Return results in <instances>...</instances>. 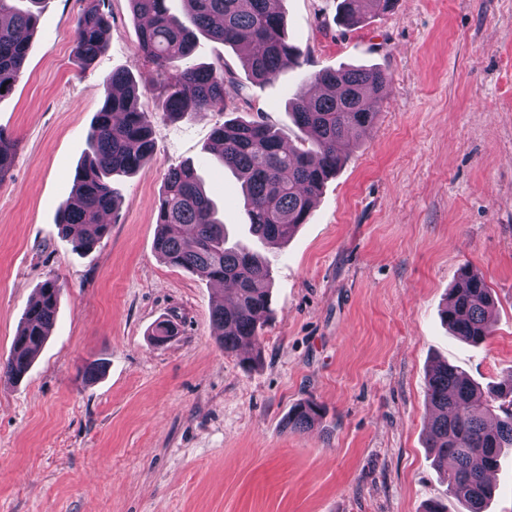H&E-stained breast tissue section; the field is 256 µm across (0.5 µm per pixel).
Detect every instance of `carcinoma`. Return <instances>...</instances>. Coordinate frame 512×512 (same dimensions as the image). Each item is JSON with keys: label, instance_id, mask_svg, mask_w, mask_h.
<instances>
[{"label": "carcinoma", "instance_id": "carcinoma-1", "mask_svg": "<svg viewBox=\"0 0 512 512\" xmlns=\"http://www.w3.org/2000/svg\"><path fill=\"white\" fill-rule=\"evenodd\" d=\"M27 1L0 0V99L18 81L28 53V36L38 25V12ZM133 15L144 21L141 49L155 66L165 94L163 113L169 118L189 112L224 111L229 93L242 86L224 65L189 63L194 31L246 49L245 67L256 83L276 79L285 65L301 64L302 51L288 39L281 0H183L184 17L171 13L167 0H129ZM395 0H339V23L347 28L367 16L394 8ZM106 0H86L75 21L76 53L92 62L107 49L104 40L110 15ZM319 91L294 93L292 117L305 134L306 146L291 147L278 131L260 119H230L212 134L210 151L235 172L244 187L251 233L275 244L291 237L305 223L313 199L336 176L345 151L359 133L371 128L378 115L366 96L382 91L386 75L378 69H323L307 74ZM109 91L87 132V157L74 177V192L58 209L56 224L68 235L79 229L74 248L91 251L109 232L102 215L115 209L118 194L112 175L130 174L151 156L154 125L142 111L136 81L125 71L106 79ZM14 139L0 130V180L12 167ZM157 255L165 263L211 280L231 281L235 292L212 311V323L224 353L241 363L259 362L260 335L270 311L271 271L261 256L239 243H229L226 227L216 218L212 199L190 164L169 171L156 203ZM60 288L45 281L38 298L24 313L11 356L0 372L19 380L54 324ZM494 306L483 276L464 272L442 312L452 335L479 346L490 335L489 312ZM431 421L426 436L438 463L446 468L448 494L467 512H486L493 488L488 474L512 448V379L485 391L458 367L435 363L426 379ZM323 409L307 400L288 412L284 428L304 432L322 419Z\"/></svg>", "mask_w": 512, "mask_h": 512}]
</instances>
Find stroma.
<instances>
[{
	"label": "stroma",
	"instance_id": "1",
	"mask_svg": "<svg viewBox=\"0 0 512 512\" xmlns=\"http://www.w3.org/2000/svg\"><path fill=\"white\" fill-rule=\"evenodd\" d=\"M337 0H281L306 64L253 83L242 50L199 37L195 64L242 84L225 111L169 120L129 0H108V47L75 57L81 0H44L0 130L15 139L0 180V365L42 283L56 323L19 382L0 377V512H462L425 446V376L448 360L481 385L512 378V0H396L345 28ZM376 68L388 79L306 222L284 244L249 231L241 180L209 151L214 129L263 115L302 133L288 102L311 71ZM117 69L155 125L149 160L120 177L110 232L76 251L55 222L86 133ZM193 163L230 242L272 272L261 362L225 355L216 284L155 251L170 168ZM495 299L491 336L452 337L441 311L462 270ZM177 334L155 344V325ZM97 363L95 375L86 365ZM325 414L303 433L296 403ZM323 409L314 401H303L288 412L284 428L290 432H304L311 429L315 423L322 419Z\"/></svg>",
	"mask_w": 512,
	"mask_h": 512
}]
</instances>
